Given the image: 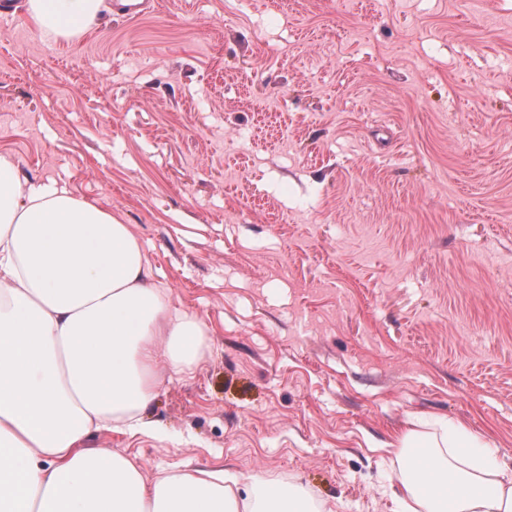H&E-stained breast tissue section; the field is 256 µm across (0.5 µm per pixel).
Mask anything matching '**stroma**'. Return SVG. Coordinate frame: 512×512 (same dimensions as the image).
Masks as SVG:
<instances>
[{"label": "stroma", "instance_id": "stroma-1", "mask_svg": "<svg viewBox=\"0 0 512 512\" xmlns=\"http://www.w3.org/2000/svg\"><path fill=\"white\" fill-rule=\"evenodd\" d=\"M0 9V155L131 226L209 332L146 476L221 468L401 512L384 446L512 466V0H145L80 35Z\"/></svg>", "mask_w": 512, "mask_h": 512}]
</instances>
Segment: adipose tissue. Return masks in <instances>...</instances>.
I'll return each instance as SVG.
<instances>
[{"instance_id":"adipose-tissue-1","label":"adipose tissue","mask_w":512,"mask_h":512,"mask_svg":"<svg viewBox=\"0 0 512 512\" xmlns=\"http://www.w3.org/2000/svg\"><path fill=\"white\" fill-rule=\"evenodd\" d=\"M101 0H27L50 40L79 35ZM207 329L175 309L129 225L0 156V512H319L297 483L220 470L146 478L92 434L144 433L159 364L188 372ZM481 436L410 430L391 443L404 512H512V472Z\"/></svg>"}]
</instances>
